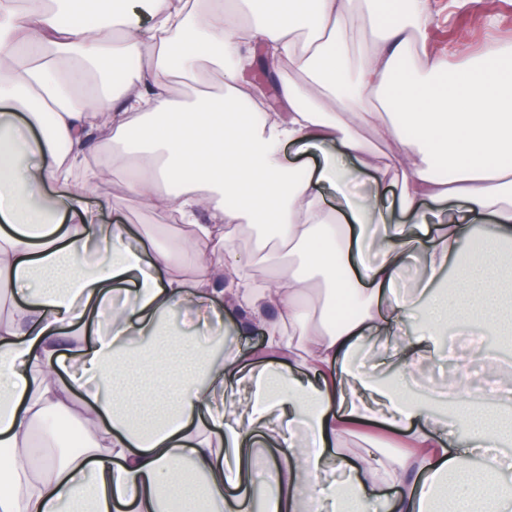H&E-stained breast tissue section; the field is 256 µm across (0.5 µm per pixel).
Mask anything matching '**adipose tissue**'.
<instances>
[{
    "instance_id": "1",
    "label": "adipose tissue",
    "mask_w": 512,
    "mask_h": 512,
    "mask_svg": "<svg viewBox=\"0 0 512 512\" xmlns=\"http://www.w3.org/2000/svg\"><path fill=\"white\" fill-rule=\"evenodd\" d=\"M91 11L94 25H79ZM355 18L369 35L356 58ZM432 18L431 0L247 12L241 0H123L118 11L0 0V295L13 301L0 318V512H244L257 433L275 419L288 429L258 512H370L364 480L380 469L402 489L387 512H433L439 497L451 512H512L498 454L512 441V392L470 390L466 360L447 395L418 400L405 386L441 348L449 289L468 295L470 320L512 335L498 276V249L512 244V66L499 59L512 49L436 54ZM261 51L303 75L281 78L273 105L245 80ZM179 74L199 85L191 102L170 94ZM375 142L389 154L375 157ZM290 146L323 160L299 172L284 161ZM117 170L144 208L185 223L180 243L96 221L88 201ZM365 170L398 188L409 223H387L379 197L347 196ZM447 201V222L431 224L424 203ZM475 224L483 246L463 248ZM247 226L262 235L244 259L234 246ZM414 263L412 290L397 294ZM323 283L351 299L338 322ZM226 306L264 326L261 369L166 322ZM420 314V335L408 334ZM88 320L96 341L63 365L64 335ZM381 335L400 361L379 376L360 356ZM63 418L85 427L80 449L44 454ZM452 418L466 447L448 435ZM374 420L408 432L411 451L327 479L325 448Z\"/></svg>"
}]
</instances>
